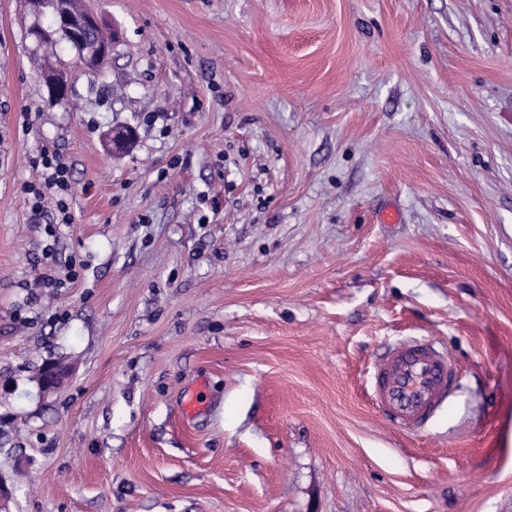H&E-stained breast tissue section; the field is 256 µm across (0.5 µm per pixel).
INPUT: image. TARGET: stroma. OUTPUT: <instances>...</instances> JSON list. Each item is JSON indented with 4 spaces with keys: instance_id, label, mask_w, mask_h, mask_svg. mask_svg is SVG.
I'll use <instances>...</instances> for the list:
<instances>
[{
    "instance_id": "35a3bbf8",
    "label": "stroma",
    "mask_w": 512,
    "mask_h": 512,
    "mask_svg": "<svg viewBox=\"0 0 512 512\" xmlns=\"http://www.w3.org/2000/svg\"><path fill=\"white\" fill-rule=\"evenodd\" d=\"M81 4L118 32L101 71L0 0L11 512H512V0ZM415 338L461 372L422 432L371 385ZM32 163L37 168L42 167V181L38 184L30 183L25 187V192L32 195L33 209H43L50 201L59 214L56 224H72L66 203V197L71 191L70 168L56 152L48 148H44ZM64 377V372L55 362H47L38 373V383L44 393L56 391Z\"/></svg>"
}]
</instances>
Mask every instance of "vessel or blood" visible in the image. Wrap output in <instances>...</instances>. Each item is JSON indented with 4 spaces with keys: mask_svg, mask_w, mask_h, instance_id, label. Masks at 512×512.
<instances>
[{
    "mask_svg": "<svg viewBox=\"0 0 512 512\" xmlns=\"http://www.w3.org/2000/svg\"><path fill=\"white\" fill-rule=\"evenodd\" d=\"M456 379L448 355L434 344L408 340L394 346L375 372V400L389 420L420 428Z\"/></svg>",
    "mask_w": 512,
    "mask_h": 512,
    "instance_id": "vessel-or-blood-1",
    "label": "vessel or blood"
}]
</instances>
